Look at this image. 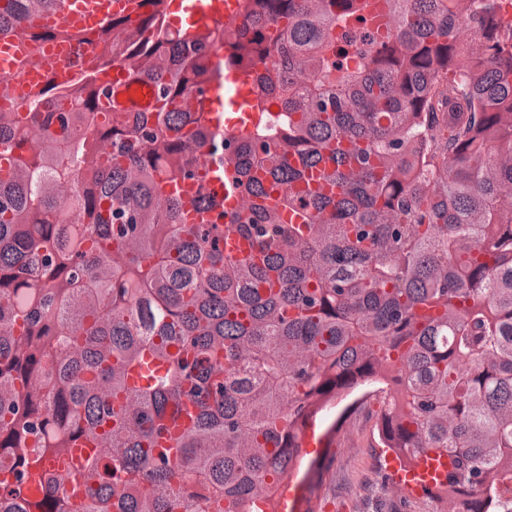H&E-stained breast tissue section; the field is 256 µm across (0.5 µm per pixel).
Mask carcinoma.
<instances>
[{
	"label": "carcinoma",
	"instance_id": "cac0c4a2",
	"mask_svg": "<svg viewBox=\"0 0 512 512\" xmlns=\"http://www.w3.org/2000/svg\"><path fill=\"white\" fill-rule=\"evenodd\" d=\"M57 0H0V37ZM505 0H249L229 42L255 132L196 116L206 45L112 21L94 74L0 111V512H276L326 402L377 384L375 442L448 459L426 497L512 512V18ZM164 32L158 47V32ZM238 178L234 231L196 191ZM299 512H319L338 426ZM216 170H218L217 166L209 157H205L200 160V164L196 170L195 179L192 181H188V183L183 186V191L185 193V198L187 201H189V199L195 194L199 183L208 185L213 182V173Z\"/></svg>",
	"mask_w": 512,
	"mask_h": 512
}]
</instances>
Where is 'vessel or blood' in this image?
<instances>
[{"label":"vessel or blood","mask_w":512,"mask_h":512,"mask_svg":"<svg viewBox=\"0 0 512 512\" xmlns=\"http://www.w3.org/2000/svg\"><path fill=\"white\" fill-rule=\"evenodd\" d=\"M141 0H60L55 12L33 18L32 25L39 30H51L55 39L43 45L45 63L38 67L21 66L26 49L13 37L0 38V110L16 112L41 88L47 78L65 83L76 69L96 73V83L102 89L101 103L110 112L150 111L157 103L155 85L139 81L137 75L118 67H101L96 51L86 48L82 59H75L67 36L81 34L96 39L100 29L112 19L126 17L137 20L142 11ZM244 0H162L161 10L167 17L183 12L187 15L186 36L196 40L212 29L216 22L238 21ZM255 78L251 68L230 66L223 82H207L202 86L206 107L203 123L211 127H224L226 136L249 134L260 115L253 112V96L247 90ZM216 165L210 158H202L196 177L183 187L186 196H193L198 184H211ZM388 473L410 480L415 493L434 488L443 481L448 471L444 458L422 457L411 466L391 460Z\"/></svg>","instance_id":"1"}]
</instances>
